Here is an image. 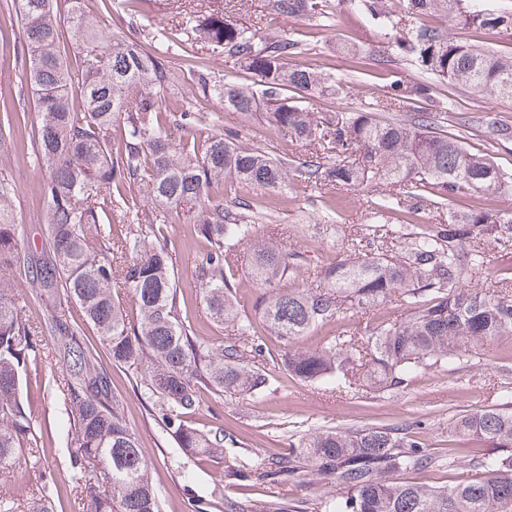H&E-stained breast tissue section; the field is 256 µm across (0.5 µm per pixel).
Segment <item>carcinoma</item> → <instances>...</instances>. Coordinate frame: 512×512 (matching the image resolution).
<instances>
[{"mask_svg":"<svg viewBox=\"0 0 512 512\" xmlns=\"http://www.w3.org/2000/svg\"><path fill=\"white\" fill-rule=\"evenodd\" d=\"M276 14L304 16L327 25L331 0H269ZM29 49V78L40 113L38 157L48 220L41 248L21 245L20 230L5 205L12 187L0 181V476L27 466L36 443L22 399V371L44 333L48 354L65 368L73 414V464L90 512H163L138 436L112 390L109 366L136 373V384L178 448L191 458L237 444L216 426L196 427L190 416L204 393L251 396L262 390L270 368L309 383L354 391H389L410 377L461 363L481 346L512 342V278L480 282L495 258L493 241L512 254V212L455 203L478 194H512V171L475 151L448 131L441 112H408L383 122L374 113L314 112L303 100L334 97L336 82L291 58L302 41L286 32L260 35L232 23L221 10L195 16L193 33L254 75L251 84L213 79L197 71L203 94L224 100V111L259 116L276 138L308 147L302 158L274 155L249 144L232 128L212 125L198 139L188 128L207 113L162 106L171 73L155 53L136 42H105L99 19L71 0L61 23L56 0H13ZM364 7L385 30L387 44L414 58L437 80L467 88L488 100L512 98V57L456 44L422 20L438 10L471 28L512 26V14L481 8L476 0H407L404 19L381 0ZM73 44L80 61L65 58ZM79 91L83 105L72 101ZM428 86L392 80L383 102L401 106L426 95ZM182 131L176 137L174 132ZM484 134L512 144V125L490 118ZM295 183L319 198L335 189H377L370 222L351 233L345 254L319 263L287 249L271 231L266 202L246 199L237 188L271 193ZM448 207L443 224H420L422 205ZM171 211L192 215L206 242L191 277L212 321L227 330L214 345L185 323L177 296L164 228ZM403 220L389 223V214ZM135 224L112 237L101 217ZM152 234L146 239L143 230ZM241 245L246 275L263 289L244 314L237 279ZM303 273L306 283L283 282ZM122 281L132 293L126 306L112 293ZM33 288L43 320L26 317L14 290ZM401 317L376 313L391 299ZM80 308L107 351L103 362L84 330L59 315L64 302ZM362 314L316 347L299 341L348 315ZM283 343L278 358L259 343L253 318ZM473 438L468 482L430 486L401 483L395 473L442 462L407 426L293 431L283 453L248 462L229 461L226 472L267 484L309 471L331 477L332 500L317 497L316 512H512V407L481 410L448 420V441ZM224 512H309L287 501L224 500ZM0 512H52L43 497L18 510L0 501Z\"/></svg>","mask_w":512,"mask_h":512,"instance_id":"cac0c4a2","label":"carcinoma"}]
</instances>
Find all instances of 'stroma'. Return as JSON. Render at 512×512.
<instances>
[{
  "mask_svg": "<svg viewBox=\"0 0 512 512\" xmlns=\"http://www.w3.org/2000/svg\"><path fill=\"white\" fill-rule=\"evenodd\" d=\"M10 2L0 0V108L11 111L15 132L12 140L0 143V179L13 188L9 205L22 229L23 243L29 244L40 242V226L47 221V203L42 193L45 174L36 160L39 116L28 76L26 38ZM215 3L216 0H142L154 27L179 33L177 43L162 51L174 76L164 103L170 107L200 108L217 125L239 130L246 142H268V131L260 120H245L226 112L223 100L204 96L188 73L187 64L194 56L215 78L234 81L240 76L232 59L208 51L201 40L192 36L189 16ZM332 6L335 20L329 26L304 17H278L268 0H239L228 18L261 34L284 29L299 35L303 52L297 56V63L316 66L344 86L341 96L315 102L313 108L318 112L367 108L400 75L414 82L422 80L421 71L411 61L387 46L381 28L365 11L361 0H332ZM427 23L442 29L456 43L512 56V27L464 28L440 13L429 16ZM448 106L468 119L466 141L470 148L512 170V150L499 147L484 135L487 118L512 123V99L490 102L477 93L438 81L429 97L413 100L407 109L439 112ZM240 194L269 202L283 245L303 249L324 261L341 256L347 234L367 223L371 198L365 191L341 189L335 191L333 200L314 204L308 190L295 185L273 194L244 187ZM327 222L339 225V232H322L321 226ZM168 246L188 320L204 339L220 343L224 330L212 322L191 278L204 243L186 218H176L169 224ZM64 376L62 366L52 364L45 355L29 361L23 375V401L32 416L37 445L30 454L31 467L0 479V499L19 502L42 493L49 496L54 512H88L72 465L68 436L72 415L62 392ZM111 378L114 392L123 399L126 422L138 435L149 461L164 512H192L191 495H209L218 479L223 482V497L232 499L305 501L318 495L335 496L333 480L315 472L271 486L225 474V458H243L251 451L261 455L283 451L288 446L289 432L296 430L410 425L422 442L437 455L452 456L453 463L400 472L397 481L440 486L472 479L471 444L466 440L449 442L448 421L498 404L494 387L512 390V344L481 349L464 365H445L415 375L407 388L397 392L332 391L323 384L303 382L276 370L269 386L255 396L207 395L195 421L202 427L222 425L238 444L202 461L188 458L177 448L155 418L150 402L134 388L130 372L115 368Z\"/></svg>",
  "mask_w": 512,
  "mask_h": 512,
  "instance_id": "1",
  "label": "stroma"
}]
</instances>
